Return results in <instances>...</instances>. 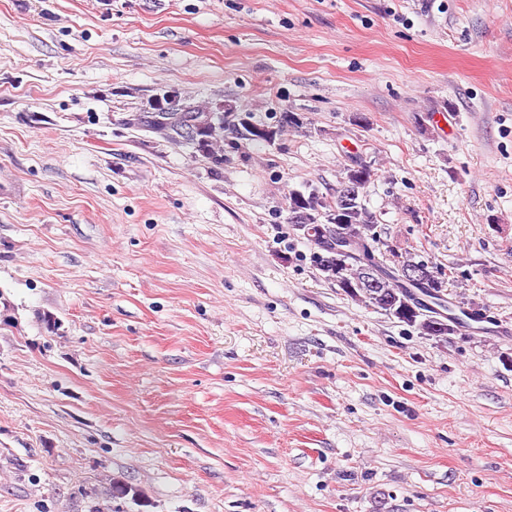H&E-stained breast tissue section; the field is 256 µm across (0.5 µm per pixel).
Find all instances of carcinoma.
Returning a JSON list of instances; mask_svg holds the SVG:
<instances>
[{"label":"carcinoma","instance_id":"1","mask_svg":"<svg viewBox=\"0 0 512 512\" xmlns=\"http://www.w3.org/2000/svg\"><path fill=\"white\" fill-rule=\"evenodd\" d=\"M177 98L176 90L160 89L153 99L152 111L140 113L130 127L155 133L203 154L215 166L222 165L224 155L216 148L224 142V113L196 112L187 105L177 108ZM371 176V166L361 161L343 168L341 182L359 185V195L345 203L339 199L330 201L316 189L288 192V212L299 214V235L313 246V262L352 300L396 318L423 336L441 337L455 332L456 319L441 313L446 307L445 288L453 271L444 277L432 264L430 279L408 284L399 277L398 267L425 265L427 261H417L411 254L403 255L389 247L379 251L378 261L373 263L382 285L374 287L368 281L369 267L361 260L364 242L372 239L376 245H383L376 215L363 203L362 193ZM79 495L87 500V512H112V500L116 498L129 496L142 502V494L119 478L112 479L103 497L86 489L79 490Z\"/></svg>","mask_w":512,"mask_h":512}]
</instances>
